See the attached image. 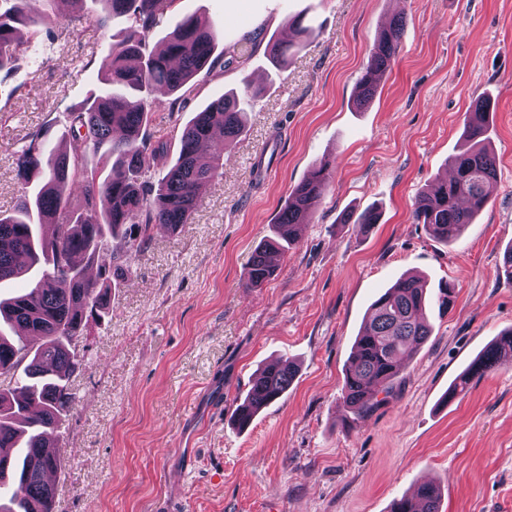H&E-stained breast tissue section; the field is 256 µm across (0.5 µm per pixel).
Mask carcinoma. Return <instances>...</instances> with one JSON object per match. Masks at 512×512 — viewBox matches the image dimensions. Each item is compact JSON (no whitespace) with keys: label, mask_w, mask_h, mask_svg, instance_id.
Masks as SVG:
<instances>
[{"label":"carcinoma","mask_w":512,"mask_h":512,"mask_svg":"<svg viewBox=\"0 0 512 512\" xmlns=\"http://www.w3.org/2000/svg\"><path fill=\"white\" fill-rule=\"evenodd\" d=\"M54 0H0V70L12 63L22 41L18 26H40L51 20ZM107 28L113 15H124L140 30L136 42L112 45V65L104 81L109 90L89 97L68 116V130L54 144L41 131L24 141L12 155L16 176L35 185L8 213H0V283L24 275L40 265L41 277L6 299H0V322L24 338L35 336L36 347L17 345L0 328V375L22 372L21 386L0 384V479L4 469L14 482L0 496L10 508L0 512H40V505L55 500L56 486L47 472L62 467L50 451L75 403L70 377L82 358L73 342L88 334L89 324L110 313L112 294V241L123 244L132 258L162 225L179 232L197 208L200 192L222 167L221 155L200 150L205 143L229 147L246 129L243 98L221 95L212 100L180 130L174 164L158 177L151 164L168 152L153 143L148 126L156 112L175 111L197 89L194 78L211 68L218 41L223 37L208 19L191 15L175 22L160 45L149 37L164 13L178 0H102ZM292 39L273 42L267 53L282 69L310 36L296 19L288 20ZM404 35L396 18L378 32L368 65L358 83L355 104L363 106L376 95L379 80L391 68ZM162 86L175 96L163 101L152 96ZM490 104L483 100L465 114V136L472 145L451 160L454 175L437 180L416 202L415 221L428 234L448 243L491 200L496 191V157L484 144ZM99 155L101 171L88 167L89 154ZM333 162L324 159L305 181L290 192L277 223V239L259 246L244 276V286L258 288L277 270L276 257L295 241L297 225L311 212L330 183ZM454 302V289L445 284L426 288L416 276H404L381 294L356 337L344 377V406L361 413L375 392L388 388L401 371L400 359L411 356L431 333L427 310L443 317ZM512 362V329L497 337L449 387L465 391L473 379ZM295 364L280 359L260 369L235 414L255 417L288 391ZM441 491L423 482L399 499L391 512H439Z\"/></svg>","instance_id":"obj_1"}]
</instances>
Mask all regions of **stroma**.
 <instances>
[{
  "mask_svg": "<svg viewBox=\"0 0 512 512\" xmlns=\"http://www.w3.org/2000/svg\"><path fill=\"white\" fill-rule=\"evenodd\" d=\"M224 30L214 66L153 140L173 142L227 91L265 86L246 133L224 152L189 224L154 229L117 273L112 311L91 325L71 379L77 401L59 437L56 512H389L424 481L441 512H512V365L474 379L447 411L455 378L512 328V0H179ZM101 0H57L55 20L0 70V211L25 192L11 156L24 137L57 138L67 115L104 88L119 17ZM405 20L400 52L372 102L354 104L379 29ZM297 17L314 36L276 71L265 49ZM490 98L497 190L445 244L414 203L466 146L464 117ZM332 182L263 287L241 282L273 237L292 188L321 158ZM379 207L370 228L346 222ZM450 283L446 316L370 409L342 401L356 336L376 297L402 275ZM298 366L288 391L233 423L258 368Z\"/></svg>",
  "mask_w": 512,
  "mask_h": 512,
  "instance_id": "1",
  "label": "stroma"
}]
</instances>
